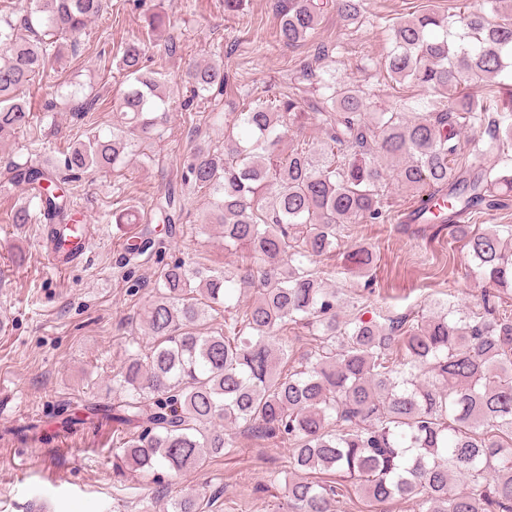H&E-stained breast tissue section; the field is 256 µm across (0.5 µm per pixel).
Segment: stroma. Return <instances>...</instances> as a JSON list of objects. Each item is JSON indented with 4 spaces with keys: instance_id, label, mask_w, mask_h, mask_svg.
Here are the masks:
<instances>
[{
    "instance_id": "1",
    "label": "stroma",
    "mask_w": 512,
    "mask_h": 512,
    "mask_svg": "<svg viewBox=\"0 0 512 512\" xmlns=\"http://www.w3.org/2000/svg\"><path fill=\"white\" fill-rule=\"evenodd\" d=\"M284 2L242 0L240 10L229 13L224 0H109L107 11L82 34L78 54L47 70L28 92L34 111L55 105L42 122L41 147H31L27 135L18 132L0 137V156L58 167L73 143L111 131L124 89L115 57L126 42L140 37L146 16L155 11L168 12L169 33L179 48L173 54L149 48L147 65L170 83H179L188 64L218 56L228 98L238 99L244 91L264 97L293 86L311 101L317 75L332 71L337 81L363 90L377 112L403 94L439 97L409 81L385 80L379 61L391 46V18L443 14L476 0H366L355 22L331 9L314 40L299 46L284 45L276 36ZM307 63L314 77H303ZM73 87L95 95L88 115L71 112L66 94ZM181 102V91H174L163 138L136 143L125 163L74 183L73 217L92 238L86 256L67 265H55L46 252V223H11V212L26 203L27 193L0 167V512H165L168 503L193 490L209 499L206 512H290L288 490L277 478L287 448L246 428L234 430V447L191 475L163 477L149 492L135 477L114 473L119 439L111 421L56 429L59 412L79 400L111 402L112 377L135 341L132 322L148 303L164 263L183 258L219 267L241 259L225 251L216 231L200 233L208 198L191 187L182 192L176 237L153 218V199L180 182L191 147L222 144L224 127L234 119L228 112L218 120L205 112L192 119ZM387 189V220L351 225L342 240L344 246L368 247L376 257L373 269L351 273L341 250L334 251L317 261L326 286L341 289L347 302L366 307L371 318L421 317L439 303L462 316L482 315V288L457 229L401 223L416 197L393 179ZM131 206L140 211L142 225L113 223V212ZM142 227L155 242L152 256L126 266L129 238ZM128 272L141 283L137 292L127 288ZM35 421L43 425L45 441L12 436V429Z\"/></svg>"
}]
</instances>
